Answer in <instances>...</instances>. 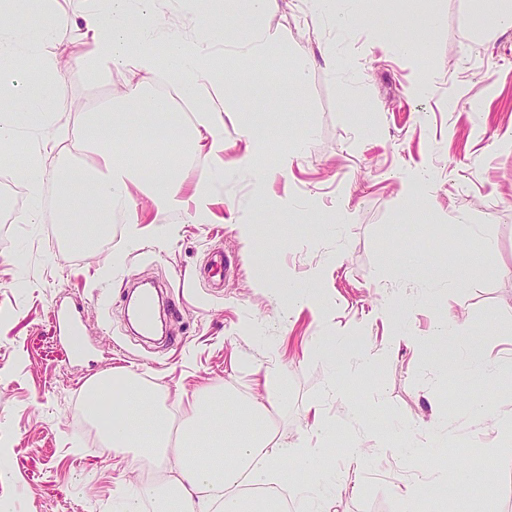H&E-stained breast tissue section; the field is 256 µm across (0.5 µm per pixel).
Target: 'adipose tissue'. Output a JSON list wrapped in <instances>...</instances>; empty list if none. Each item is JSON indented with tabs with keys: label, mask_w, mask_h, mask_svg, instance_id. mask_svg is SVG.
<instances>
[{
	"label": "adipose tissue",
	"mask_w": 512,
	"mask_h": 512,
	"mask_svg": "<svg viewBox=\"0 0 512 512\" xmlns=\"http://www.w3.org/2000/svg\"><path fill=\"white\" fill-rule=\"evenodd\" d=\"M90 6L75 24L87 51L82 66L99 70L122 63L133 67L142 82L128 90L133 109L123 117L93 113L85 120L88 136L73 142L74 152H91L83 171L62 181L58 191L63 206L61 223L81 225L82 236H91L108 223L113 209H131V189H145L160 207L180 204L183 183L177 175L182 162L199 172L197 195L212 194L218 181L235 168L224 161V115L234 104L225 96L224 72L215 61L217 47L243 58L258 60L287 52L262 24L269 0H248L254 19L250 35L242 42H229L223 29L207 21L202 32L192 36L161 31L158 0H89ZM58 40L54 25L45 20L34 28L0 26V144L20 146L25 163L21 169L29 190L28 207L18 223L40 221L41 196L49 181L47 160L56 151L63 131L56 105L62 93V74L50 47ZM37 57L42 75L38 93H31L17 58ZM166 74L187 99L191 119L173 121L166 101L151 94L149 87L158 74ZM149 114L157 125L175 123L177 137L189 145L186 157H178L166 144L152 146L149 169L137 158L123 155L114 137L117 127L139 122ZM321 270L308 272L303 281L281 279L276 294L288 308L320 312ZM276 370L265 373L266 381L277 382L274 392L262 400H243L233 391L208 392L188 398L190 422L180 433L181 445H170L172 423L168 393L161 385L145 388L138 374L104 375L91 384V399L111 404V385L124 391L122 406L111 417L92 411L93 419H106L107 443L113 454L134 458L152 450L172 478L166 495L140 486L128 490L121 512H142L151 501L154 512H210L220 504L222 512H254L248 496L239 493L242 482L265 489L279 483L284 469L315 472L332 447L336 423L315 419L303 441L289 445L277 441L269 423L272 407L284 400L288 390L280 385Z\"/></svg>",
	"instance_id": "1"
}]
</instances>
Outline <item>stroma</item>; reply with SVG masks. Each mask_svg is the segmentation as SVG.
<instances>
[{
	"label": "stroma",
	"mask_w": 512,
	"mask_h": 512,
	"mask_svg": "<svg viewBox=\"0 0 512 512\" xmlns=\"http://www.w3.org/2000/svg\"><path fill=\"white\" fill-rule=\"evenodd\" d=\"M87 0H58L50 21L68 47L58 111L72 135L85 132L86 110L111 106L141 77L116 65L96 73L80 66L74 18ZM374 23L347 32L312 19L303 0H271L267 29L290 51L252 64L239 84V58L221 61L237 109L224 115L226 155L244 154L242 128H267L262 153L224 181L208 210L192 198L195 171L184 174L183 206L156 207L136 192L143 236L130 246L126 227L112 225L110 243L85 253L55 245L60 200L44 194L42 220H0V490L9 512H119L118 488L139 485L135 464L116 462L109 447H88L71 403L87 406L86 383L104 371L138 373L165 386L176 422L188 419L184 399L204 387L228 386L241 398H263L264 373L276 368L288 397L271 413L278 438L297 442L313 406L338 419L326 463L334 477L328 512H402L399 486L420 488L419 512H512V31L494 37L475 26L469 0H365ZM438 15L443 26L422 52L406 58L386 48L383 25ZM335 57L328 66L327 57ZM304 71L303 80L294 72ZM431 93L408 94L415 78ZM294 158L281 168L286 153ZM433 169L428 193L403 183L406 170ZM469 214L479 238L453 221ZM241 223L273 222V234L241 239ZM170 229L157 246L156 226ZM471 225V226H472ZM222 249L228 269L209 283L193 281L209 254ZM338 264H328L333 252ZM327 266L330 303L322 322L288 315L262 281L269 272L301 279ZM413 267L418 281L393 285L389 269ZM453 271L459 286L429 297L406 323L415 341L388 365L355 380L350 395L387 428L382 451L360 464L345 450L362 437L360 422L339 418L325 395L326 368L311 355L314 336L375 351L393 333L379 317L386 295L407 301L420 281ZM171 285L179 314L167 328L173 344L148 347L126 336L130 281ZM422 296V295H421ZM64 301L84 325L88 349L76 360L51 321ZM452 320L481 340L497 372L487 383L462 367L436 376L429 363L442 350L434 319ZM480 395L486 419L472 420L453 401L457 391ZM447 427V446H434L426 423ZM479 458V478L463 481L443 458Z\"/></svg>",
	"instance_id": "35a3bbf8"
}]
</instances>
